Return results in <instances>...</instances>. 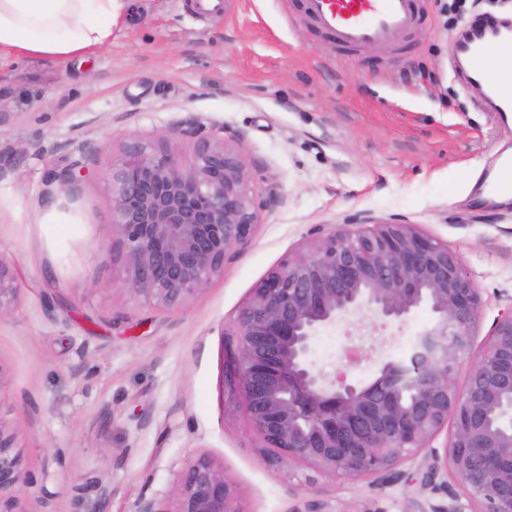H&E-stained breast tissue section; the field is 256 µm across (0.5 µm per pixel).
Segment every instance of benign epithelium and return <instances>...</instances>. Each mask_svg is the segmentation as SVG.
Masks as SVG:
<instances>
[{
	"instance_id": "benign-epithelium-1",
	"label": "benign epithelium",
	"mask_w": 512,
	"mask_h": 512,
	"mask_svg": "<svg viewBox=\"0 0 512 512\" xmlns=\"http://www.w3.org/2000/svg\"><path fill=\"white\" fill-rule=\"evenodd\" d=\"M112 251L135 298L179 307L224 269V257L259 223L242 160L224 142L204 138L192 166L162 148H135L113 161ZM21 288L0 257V317ZM482 307L478 288L447 245L413 225L370 218L311 242L272 271L239 309L235 349L224 361L228 384L267 445L269 461L306 463L350 481L375 478L424 453L422 488L452 475L464 497L416 512H512V312L493 324L473 354ZM432 313L410 361L384 363L372 382L331 376L309 362L323 327L367 311L403 321ZM474 358L463 389L452 382ZM453 423L450 442L433 441ZM16 435L0 420V512L25 485ZM135 512H241L224 474L200 458L180 476L173 500L140 499Z\"/></svg>"
}]
</instances>
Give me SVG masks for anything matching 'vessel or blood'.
Here are the masks:
<instances>
[{
	"instance_id": "1",
	"label": "vessel or blood",
	"mask_w": 512,
	"mask_h": 512,
	"mask_svg": "<svg viewBox=\"0 0 512 512\" xmlns=\"http://www.w3.org/2000/svg\"><path fill=\"white\" fill-rule=\"evenodd\" d=\"M303 11L318 32L340 52L374 47L400 49L418 28L420 0H304ZM512 44V25L466 31L451 42L448 56L468 81L484 87L492 112H512V59L501 55ZM479 193L512 195V155H499Z\"/></svg>"
}]
</instances>
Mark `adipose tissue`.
Returning <instances> with one entry per match:
<instances>
[{
    "mask_svg": "<svg viewBox=\"0 0 512 512\" xmlns=\"http://www.w3.org/2000/svg\"><path fill=\"white\" fill-rule=\"evenodd\" d=\"M127 0H0V57L85 60L112 40Z\"/></svg>",
    "mask_w": 512,
    "mask_h": 512,
    "instance_id": "obj_1",
    "label": "adipose tissue"
}]
</instances>
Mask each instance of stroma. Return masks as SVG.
<instances>
[{
	"instance_id": "1",
	"label": "stroma",
	"mask_w": 512,
	"mask_h": 512,
	"mask_svg": "<svg viewBox=\"0 0 512 512\" xmlns=\"http://www.w3.org/2000/svg\"><path fill=\"white\" fill-rule=\"evenodd\" d=\"M135 0L112 42L67 64L0 58V258L21 287L0 319V419L16 434L28 483L19 512H134L172 494L208 459L241 512H410L424 459L384 489L309 465H274L224 377V336L253 288L293 252L369 217L401 222L455 251L482 294L481 348L512 309V207L468 187L512 147V123L478 108L448 67V0H424L422 27L399 54L352 56L306 22L299 0ZM246 169L260 213L224 269L180 307L126 290L108 255L107 174L130 149L164 145L190 167L206 137ZM73 170L66 189L49 171ZM431 321L366 317L323 331L311 360L331 373L344 349L371 352L350 371L373 379Z\"/></svg>"
}]
</instances>
